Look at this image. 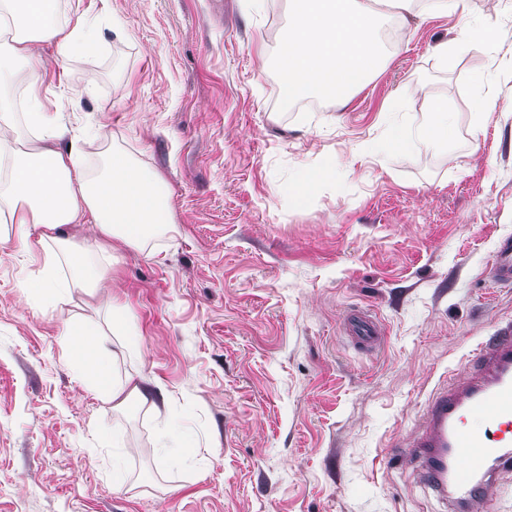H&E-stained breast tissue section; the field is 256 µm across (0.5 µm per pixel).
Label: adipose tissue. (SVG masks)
I'll return each instance as SVG.
<instances>
[{
  "label": "adipose tissue",
  "instance_id": "1",
  "mask_svg": "<svg viewBox=\"0 0 512 512\" xmlns=\"http://www.w3.org/2000/svg\"><path fill=\"white\" fill-rule=\"evenodd\" d=\"M438 2L376 0L368 9L360 0H291L288 37L279 52L286 74L285 102L298 93H326L337 108H344L350 91L389 61L392 32L412 16L427 21ZM454 2L460 21L453 36L437 45V55L445 60L476 44L493 47L497 38L485 20L467 11L466 0ZM0 23L12 33L0 43V159L10 162L7 177L0 180V222L15 224L21 236L33 224L51 231L93 224L103 236L126 244L147 239L169 223L170 194L157 168L116 153L90 165L86 147L99 129L59 117L45 119L49 104L66 97L75 106L83 94L49 77L35 45L52 46L58 69H65L101 48L112 27L107 10L95 0H78L71 11L63 9L62 0H0ZM21 65L27 77L20 83L15 71ZM433 116L428 126L416 127L402 103H395L380 115V137L357 142L351 162L382 163L391 148L450 147L452 114L447 104L437 103ZM56 243L64 248L62 257H48L45 276L24 284L26 300L47 296L65 302L75 285L99 287L114 262L112 252L100 246L68 250L61 237ZM106 364L104 351L92 344L72 360L94 391L122 403L132 399L156 406L163 394L159 386L145 377L129 386L114 384ZM197 430L186 414L159 408L155 446L161 461L190 465L186 444Z\"/></svg>",
  "mask_w": 512,
  "mask_h": 512
}]
</instances>
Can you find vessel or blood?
<instances>
[{"mask_svg":"<svg viewBox=\"0 0 512 512\" xmlns=\"http://www.w3.org/2000/svg\"><path fill=\"white\" fill-rule=\"evenodd\" d=\"M490 275L512 286V235L500 239ZM346 330L364 349L381 344L382 328L370 311H352ZM469 358L474 368L464 379L440 383L426 400L403 452L420 461L433 489L451 493L458 512H491L498 493L489 472L512 470V329L477 344Z\"/></svg>","mask_w":512,"mask_h":512,"instance_id":"obj_1","label":"vessel or blood"}]
</instances>
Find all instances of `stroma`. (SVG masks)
<instances>
[{"label":"stroma","instance_id":"stroma-1","mask_svg":"<svg viewBox=\"0 0 512 512\" xmlns=\"http://www.w3.org/2000/svg\"><path fill=\"white\" fill-rule=\"evenodd\" d=\"M288 2L108 0L106 43L69 82L98 91L80 115L103 126L93 152L156 167L172 221L136 246L65 226L70 247L97 241L116 261L99 288L42 305L20 286L55 243L0 223V512H451L416 459L382 450L512 324V288L487 270L512 234V115L483 124L473 96L495 59L474 47L441 62L458 18L440 11L398 30L344 110L324 96L284 112ZM416 74L431 93L409 91ZM399 95L420 125L447 99L453 149L351 163ZM354 309L379 319L378 349L347 335ZM74 322L114 351L115 380L157 382L200 426L195 469L159 459L153 408L87 389L61 336Z\"/></svg>","mask_w":512,"mask_h":512}]
</instances>
